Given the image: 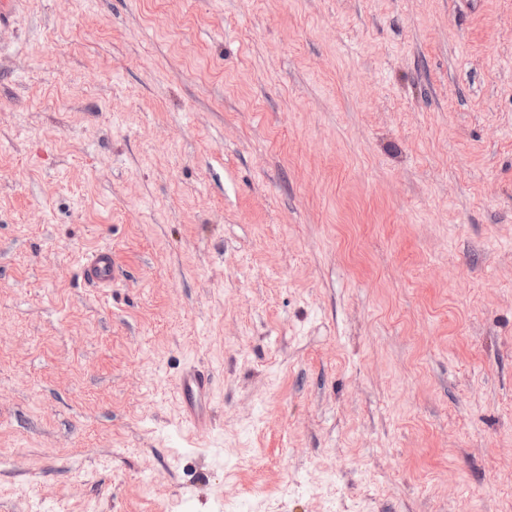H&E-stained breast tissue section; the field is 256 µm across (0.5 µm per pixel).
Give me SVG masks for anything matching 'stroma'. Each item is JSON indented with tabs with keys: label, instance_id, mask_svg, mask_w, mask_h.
<instances>
[{
	"label": "stroma",
	"instance_id": "1",
	"mask_svg": "<svg viewBox=\"0 0 512 512\" xmlns=\"http://www.w3.org/2000/svg\"><path fill=\"white\" fill-rule=\"evenodd\" d=\"M0 512H512V0H17ZM84 276L97 285L108 287L116 279L117 266L110 249L96 250L85 264ZM180 396L186 410V421L197 430L207 427L209 413L206 399L210 391V381L197 371L183 378Z\"/></svg>",
	"mask_w": 512,
	"mask_h": 512
}]
</instances>
